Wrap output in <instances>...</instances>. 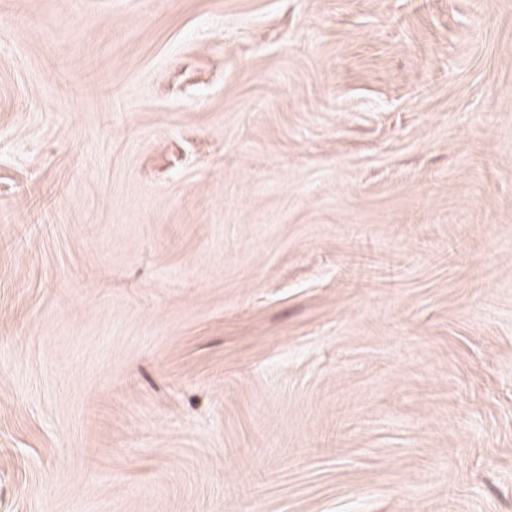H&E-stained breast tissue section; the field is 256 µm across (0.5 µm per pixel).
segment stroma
<instances>
[{"label": "stroma", "instance_id": "obj_1", "mask_svg": "<svg viewBox=\"0 0 512 512\" xmlns=\"http://www.w3.org/2000/svg\"><path fill=\"white\" fill-rule=\"evenodd\" d=\"M0 512H512V0H0Z\"/></svg>", "mask_w": 512, "mask_h": 512}]
</instances>
